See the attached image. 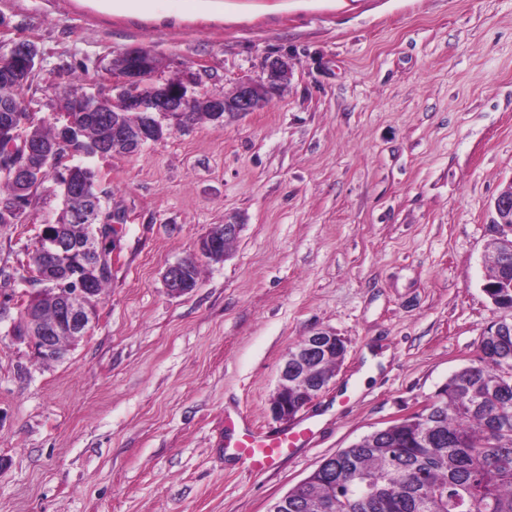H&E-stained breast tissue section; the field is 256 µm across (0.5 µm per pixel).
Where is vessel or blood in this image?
Here are the masks:
<instances>
[{
    "instance_id": "b4317fda",
    "label": "vessel or blood",
    "mask_w": 512,
    "mask_h": 512,
    "mask_svg": "<svg viewBox=\"0 0 512 512\" xmlns=\"http://www.w3.org/2000/svg\"><path fill=\"white\" fill-rule=\"evenodd\" d=\"M231 432L228 446L252 474L267 471L284 455L304 447L312 435L311 427L306 424L275 433L258 432L242 416L232 423Z\"/></svg>"
}]
</instances>
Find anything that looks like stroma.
<instances>
[{
  "label": "stroma",
  "mask_w": 512,
  "mask_h": 512,
  "mask_svg": "<svg viewBox=\"0 0 512 512\" xmlns=\"http://www.w3.org/2000/svg\"><path fill=\"white\" fill-rule=\"evenodd\" d=\"M0 0V47L33 42L31 111L71 85L110 97L141 47L155 76L230 93L293 65L257 111L173 128L97 160L124 212L89 334L61 361L12 334L36 290L19 261L61 210L41 194L0 224V512H267L325 458L433 400L500 312L482 285L493 201L512 181V0ZM230 9L235 20L219 18ZM224 262L174 296L168 266L224 220ZM344 360L304 413L295 457L244 471L224 422L270 412L284 357L314 331ZM385 355L375 376L366 352Z\"/></svg>",
  "instance_id": "stroma-1"
}]
</instances>
